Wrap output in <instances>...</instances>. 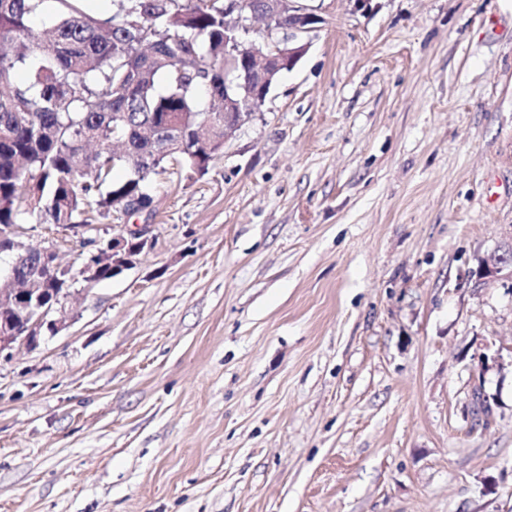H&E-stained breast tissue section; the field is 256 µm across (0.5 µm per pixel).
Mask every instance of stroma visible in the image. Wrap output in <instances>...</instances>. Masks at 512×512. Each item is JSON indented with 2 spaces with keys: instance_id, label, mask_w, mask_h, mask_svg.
I'll return each instance as SVG.
<instances>
[{
  "instance_id": "obj_1",
  "label": "stroma",
  "mask_w": 512,
  "mask_h": 512,
  "mask_svg": "<svg viewBox=\"0 0 512 512\" xmlns=\"http://www.w3.org/2000/svg\"><path fill=\"white\" fill-rule=\"evenodd\" d=\"M299 2L153 247L0 362V512H512V8ZM512 241V229L509 232ZM504 249H497L484 257L478 265L474 275L478 280H496L501 278H512V245Z\"/></svg>"
}]
</instances>
